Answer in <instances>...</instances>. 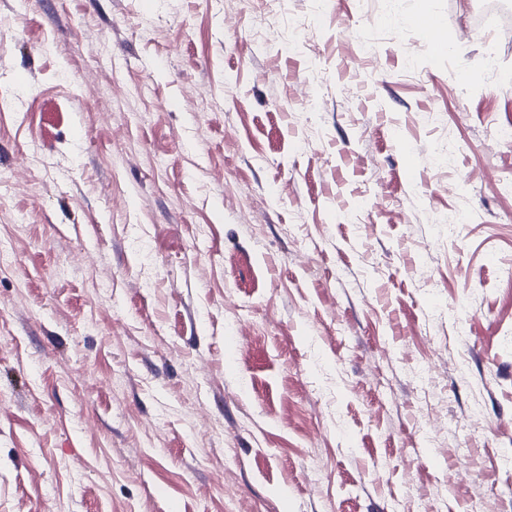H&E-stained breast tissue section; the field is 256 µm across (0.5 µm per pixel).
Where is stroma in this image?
<instances>
[{"mask_svg": "<svg viewBox=\"0 0 512 512\" xmlns=\"http://www.w3.org/2000/svg\"><path fill=\"white\" fill-rule=\"evenodd\" d=\"M484 2L0 0V512H512Z\"/></svg>", "mask_w": 512, "mask_h": 512, "instance_id": "obj_1", "label": "stroma"}]
</instances>
